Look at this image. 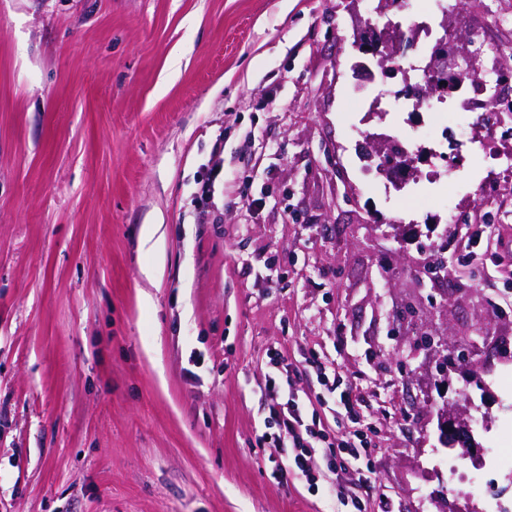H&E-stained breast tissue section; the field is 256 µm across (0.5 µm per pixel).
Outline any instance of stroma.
<instances>
[{
  "mask_svg": "<svg viewBox=\"0 0 512 512\" xmlns=\"http://www.w3.org/2000/svg\"><path fill=\"white\" fill-rule=\"evenodd\" d=\"M378 3L0 0V512H354L335 473L281 476L275 352L295 390L352 383L360 421L331 434H368L367 512H488L469 483L490 439L512 448V217L477 192L512 203L483 155L512 129L453 113L467 145L396 203L358 145L421 116L351 102ZM445 21L512 55V0ZM458 217L495 233L450 247ZM425 333L489 355L440 376ZM461 402L476 447L452 474L438 412Z\"/></svg>",
  "mask_w": 512,
  "mask_h": 512,
  "instance_id": "obj_1",
  "label": "stroma"
}]
</instances>
